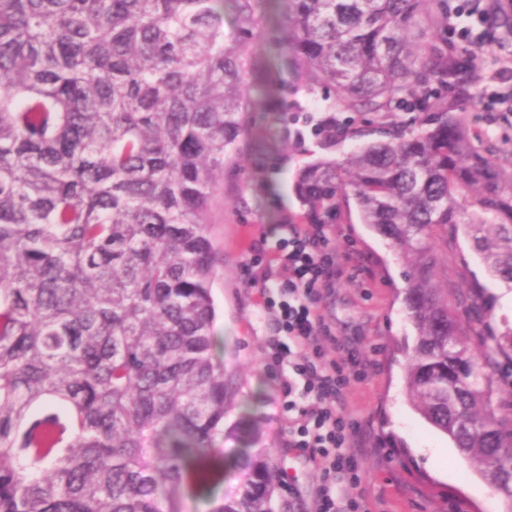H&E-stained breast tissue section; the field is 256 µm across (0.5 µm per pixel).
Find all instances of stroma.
<instances>
[{"instance_id":"35a3bbf8","label":"stroma","mask_w":512,"mask_h":512,"mask_svg":"<svg viewBox=\"0 0 512 512\" xmlns=\"http://www.w3.org/2000/svg\"><path fill=\"white\" fill-rule=\"evenodd\" d=\"M483 6L484 18L472 28L486 40L484 64L463 116L494 148L512 149V110L499 101L512 86L497 78L500 67L512 62V31L502 25L504 18H512V0H483ZM274 94L280 111L248 115L240 152L224 169V187L209 215L208 234L218 257L212 286L215 355L234 393L225 426L249 414L260 430V447L270 449L281 472L273 512H314L320 474L298 449L285 444L288 417L281 411L277 369L266 351L273 327L251 283L249 248L254 229L272 228L302 213L292 184L306 163L319 156L344 159L354 145L342 140L324 145L308 113L296 108L309 102L305 92L279 84ZM333 244L348 253L352 275L327 302L336 334L359 335L361 354L375 363L371 378L349 390L351 417L367 450L363 488L383 512H503L468 459L405 400L403 364L391 356L397 342L414 334L403 304L407 260L354 214L337 224ZM487 281L466 239L449 243V299Z\"/></svg>"}]
</instances>
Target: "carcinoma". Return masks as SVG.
<instances>
[{"instance_id":"obj_1","label":"carcinoma","mask_w":512,"mask_h":512,"mask_svg":"<svg viewBox=\"0 0 512 512\" xmlns=\"http://www.w3.org/2000/svg\"><path fill=\"white\" fill-rule=\"evenodd\" d=\"M259 3L0 0V512H180L211 482L233 392L213 355L208 212L242 113L277 111ZM285 5L300 88L334 91L321 119L364 113L379 134L302 168L300 220L334 224L353 204L415 256L407 401L512 512L495 477L512 468V327L492 324L489 287L465 318L438 287L461 234L512 290V152L461 116L472 76L448 0ZM235 465L238 499L211 512H272L269 450Z\"/></svg>"}]
</instances>
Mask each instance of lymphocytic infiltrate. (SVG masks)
I'll use <instances>...</instances> for the list:
<instances>
[{
	"instance_id": "f902f5d3",
	"label": "lymphocytic infiltrate",
	"mask_w": 512,
	"mask_h": 512,
	"mask_svg": "<svg viewBox=\"0 0 512 512\" xmlns=\"http://www.w3.org/2000/svg\"><path fill=\"white\" fill-rule=\"evenodd\" d=\"M335 232L332 224H286L274 240L259 229L249 263L274 324L267 351L289 414L288 445L321 470L315 512H376L361 488L359 431L347 397L352 384L367 380L372 363L356 343L337 340L325 309L348 261L332 245Z\"/></svg>"
}]
</instances>
